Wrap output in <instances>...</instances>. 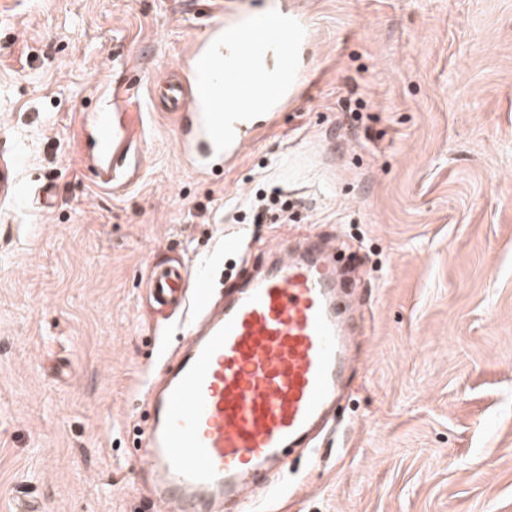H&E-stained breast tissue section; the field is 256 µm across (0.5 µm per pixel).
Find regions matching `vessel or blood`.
<instances>
[{"label":"vessel or blood","instance_id":"1","mask_svg":"<svg viewBox=\"0 0 512 512\" xmlns=\"http://www.w3.org/2000/svg\"><path fill=\"white\" fill-rule=\"evenodd\" d=\"M269 10L267 22L245 0H223L181 55V81L152 83L195 173L232 164L297 98L310 22L287 0H270ZM105 102L88 165L108 183L120 181L111 163L137 136L122 89ZM335 248L328 240L296 254L270 246L266 271L244 276L219 307L206 289H188L185 266L152 270L155 303L191 300L201 313L180 359L151 389L152 420L140 440L152 493L167 512H244L249 493L327 424L352 367V333L336 301L349 284L336 276Z\"/></svg>","mask_w":512,"mask_h":512}]
</instances>
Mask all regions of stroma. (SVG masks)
<instances>
[{
    "label": "stroma",
    "mask_w": 512,
    "mask_h": 512,
    "mask_svg": "<svg viewBox=\"0 0 512 512\" xmlns=\"http://www.w3.org/2000/svg\"><path fill=\"white\" fill-rule=\"evenodd\" d=\"M216 2L0 0V512H159L147 383L189 320L154 306L152 266L219 298L266 244L318 236L357 269L360 348L314 435L332 447L265 512H512V0H293L312 78L206 178L149 82ZM115 84L139 139L122 186L83 134Z\"/></svg>",
    "instance_id": "1"
}]
</instances>
